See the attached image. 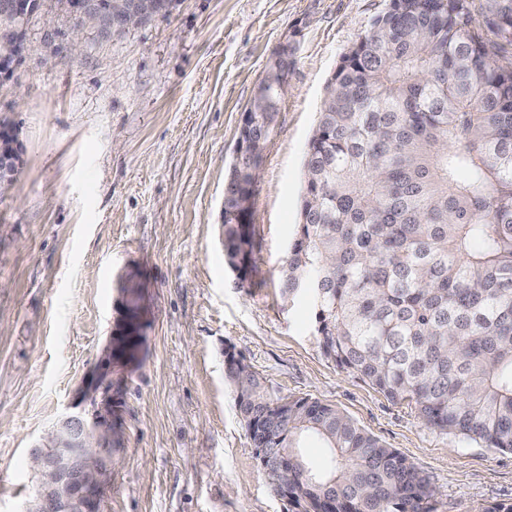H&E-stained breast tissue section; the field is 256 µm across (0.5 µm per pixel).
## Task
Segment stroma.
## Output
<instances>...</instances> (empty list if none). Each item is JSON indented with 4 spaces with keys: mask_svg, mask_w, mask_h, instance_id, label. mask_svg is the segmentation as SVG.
Returning <instances> with one entry per match:
<instances>
[{
    "mask_svg": "<svg viewBox=\"0 0 512 512\" xmlns=\"http://www.w3.org/2000/svg\"><path fill=\"white\" fill-rule=\"evenodd\" d=\"M389 0H173L118 34L44 0L0 84L22 166L0 195V512H27L35 444L61 419L106 426L97 512H287L225 377L232 345L272 397L336 405L428 477L435 512L512 502V453L429 428L321 353L314 292L287 297L304 162L341 56ZM79 36L80 55L67 47ZM251 224L254 272L221 243L244 111L280 51ZM136 288L139 355L114 350Z\"/></svg>",
    "mask_w": 512,
    "mask_h": 512,
    "instance_id": "stroma-1",
    "label": "stroma"
}]
</instances>
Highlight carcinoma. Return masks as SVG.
<instances>
[{
	"instance_id": "obj_1",
	"label": "carcinoma",
	"mask_w": 512,
	"mask_h": 512,
	"mask_svg": "<svg viewBox=\"0 0 512 512\" xmlns=\"http://www.w3.org/2000/svg\"><path fill=\"white\" fill-rule=\"evenodd\" d=\"M512 0H389L342 55L308 141L300 222L281 275L316 290L322 354L430 428L512 452ZM281 57L240 127L224 186V257L253 267L251 199L288 81ZM271 487L288 470L292 512H434L406 456L336 406L271 398L224 360ZM315 437L328 465L300 451Z\"/></svg>"
}]
</instances>
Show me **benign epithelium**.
I'll return each mask as SVG.
<instances>
[{"mask_svg":"<svg viewBox=\"0 0 512 512\" xmlns=\"http://www.w3.org/2000/svg\"><path fill=\"white\" fill-rule=\"evenodd\" d=\"M41 0H0V82L10 79L27 18L40 9ZM67 8L83 25L103 34L114 27L141 25L136 0H69ZM21 161L15 131L0 123V195L12 186ZM106 430L88 425L79 416L64 418L44 434L42 452L33 457L39 476L37 512H94L92 490L104 469Z\"/></svg>","mask_w":512,"mask_h":512,"instance_id":"benign-epithelium-1","label":"benign epithelium"}]
</instances>
